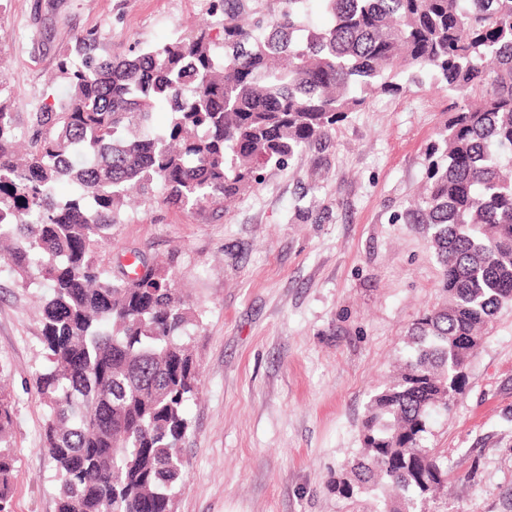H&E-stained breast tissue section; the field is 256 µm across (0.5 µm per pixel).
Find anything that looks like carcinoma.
<instances>
[{"label":"carcinoma","instance_id":"carcinoma-1","mask_svg":"<svg viewBox=\"0 0 512 512\" xmlns=\"http://www.w3.org/2000/svg\"><path fill=\"white\" fill-rule=\"evenodd\" d=\"M309 2L209 0L222 41L203 20L129 56L101 55L88 33L60 59L65 97L29 113L22 142L0 99V260L47 289L37 394L56 512H177L186 487L200 320L177 288L178 257L138 253L130 274L107 266L128 192L227 209L264 167L423 73L456 99L441 161L407 211L441 265L445 304L413 324L407 358L370 398L336 492L388 487L382 512H416L447 480L430 417L451 410L475 346L512 304V0H317L318 28ZM159 102L167 121L152 131ZM13 429L0 385V512H11Z\"/></svg>","mask_w":512,"mask_h":512}]
</instances>
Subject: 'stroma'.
Wrapping results in <instances>:
<instances>
[{"mask_svg":"<svg viewBox=\"0 0 512 512\" xmlns=\"http://www.w3.org/2000/svg\"><path fill=\"white\" fill-rule=\"evenodd\" d=\"M208 0H6L0 77L14 111L63 97V51L94 31L118 54L189 33ZM447 91L430 80L374 95L330 138L264 169L226 210L163 203L128 208L110 255H180L200 316L201 393L189 408L186 488L177 512H381L379 490L341 497L377 388L406 352V334L440 305L441 269L406 211L439 158ZM320 221L301 222L297 203ZM39 289L0 261V374L16 402L13 512H55L58 482L40 448L35 380L46 358ZM429 447L448 482L426 512H512V308L490 324Z\"/></svg>","mask_w":512,"mask_h":512,"instance_id":"obj_1","label":"stroma"}]
</instances>
